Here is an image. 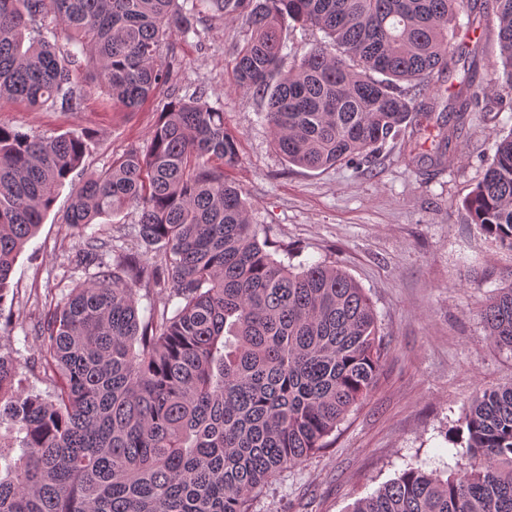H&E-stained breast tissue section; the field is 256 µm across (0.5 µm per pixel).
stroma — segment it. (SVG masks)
<instances>
[{
	"instance_id": "stroma-1",
	"label": "stroma",
	"mask_w": 512,
	"mask_h": 512,
	"mask_svg": "<svg viewBox=\"0 0 512 512\" xmlns=\"http://www.w3.org/2000/svg\"><path fill=\"white\" fill-rule=\"evenodd\" d=\"M199 37H172L164 55L181 67L180 94L204 92L237 136L240 162L228 177L245 192L250 220L285 264L323 261L346 271L366 291L384 344L380 373L367 400L331 436V445L284 469L253 496L252 512H349L409 464L440 475L456 469L447 435L478 390L512 384V352L488 338L481 312L497 289L512 284V252L467 223L463 201L482 180L499 133L512 130V94L492 89L499 61L497 20L461 36L486 64L473 90L456 157L447 167L409 166L402 140L388 141L370 162L309 170L289 165L272 144L257 104L234 83L231 60L248 31L240 20L197 16ZM166 93L133 112L114 108L91 89L82 112L32 109L0 99V123L40 136L87 129L93 144L81 171L91 174L135 148H145ZM70 202L58 195L54 213L20 253L13 273L10 323L0 344L19 348L32 337L46 304L60 301L87 273L76 264L81 240L58 222ZM129 208L101 219L103 238L141 251Z\"/></svg>"
}]
</instances>
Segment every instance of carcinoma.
<instances>
[{
    "instance_id": "cac0c4a2",
    "label": "carcinoma",
    "mask_w": 512,
    "mask_h": 512,
    "mask_svg": "<svg viewBox=\"0 0 512 512\" xmlns=\"http://www.w3.org/2000/svg\"><path fill=\"white\" fill-rule=\"evenodd\" d=\"M0 0V98L82 111L90 83L136 110L171 87L162 47L196 33L195 2ZM484 0H205L250 31L236 86L264 105L289 163L359 165L404 138L408 162L454 157L471 110L470 77L453 92L463 27ZM512 92V0H494ZM466 16L467 22L460 23ZM329 43L288 61L290 23ZM408 84V89L401 84ZM449 99L456 123L435 115ZM432 152L422 153L421 140ZM89 131L38 137L0 123V322L16 259L82 164ZM239 160L224 112L201 91L176 96L144 151L132 149L73 191L61 222L94 268L37 321L49 384L27 383L20 352L0 347V512H249L252 494L328 437L369 396L382 366L372 304L345 271L276 260L225 169ZM140 212L153 262L118 253L94 220ZM468 223L512 252V132L464 202ZM177 300L139 318V292ZM487 336L512 352V284L483 310ZM467 463L443 478L408 465L350 512H512V386L483 389L456 427Z\"/></svg>"
}]
</instances>
